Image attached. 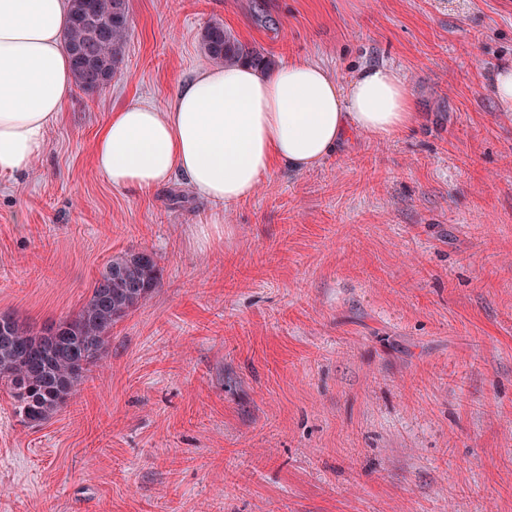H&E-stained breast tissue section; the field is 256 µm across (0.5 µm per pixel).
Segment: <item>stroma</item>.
<instances>
[{"label":"stroma","mask_w":512,"mask_h":512,"mask_svg":"<svg viewBox=\"0 0 512 512\" xmlns=\"http://www.w3.org/2000/svg\"><path fill=\"white\" fill-rule=\"evenodd\" d=\"M128 0L122 73L73 91L0 179V312L75 315L112 256L160 284L56 414L0 390V512H512V0ZM223 23L340 82L394 67L416 120L225 207L93 162L112 111L165 107ZM224 216L214 226L212 213ZM492 91L502 109L512 111V66L499 69Z\"/></svg>","instance_id":"1"}]
</instances>
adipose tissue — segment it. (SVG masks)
Instances as JSON below:
<instances>
[{
  "label": "adipose tissue",
  "mask_w": 512,
  "mask_h": 512,
  "mask_svg": "<svg viewBox=\"0 0 512 512\" xmlns=\"http://www.w3.org/2000/svg\"><path fill=\"white\" fill-rule=\"evenodd\" d=\"M67 21V0H0V177L33 165L71 97ZM415 115L409 87L387 66L344 84L299 59L271 71L212 65L181 83L165 108L115 109L93 161L116 188L148 193L179 175L197 195L230 206L273 169L313 170L350 132L394 139Z\"/></svg>",
  "instance_id": "ef3b65f1"
}]
</instances>
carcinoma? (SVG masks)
Instances as JSON below:
<instances>
[{
  "label": "carcinoma",
  "instance_id": "cac0c4a2",
  "mask_svg": "<svg viewBox=\"0 0 512 512\" xmlns=\"http://www.w3.org/2000/svg\"><path fill=\"white\" fill-rule=\"evenodd\" d=\"M63 43L76 86L87 95L122 72L130 34L127 0H70ZM208 57L220 64L248 61L268 69L266 54L237 39L218 22L202 34ZM160 283L156 255L148 250L117 255L100 271L90 295L60 332L42 336L10 313H0V387L22 420L40 424L77 393L89 366L106 351L112 324L149 299Z\"/></svg>",
  "mask_w": 512,
  "mask_h": 512
}]
</instances>
